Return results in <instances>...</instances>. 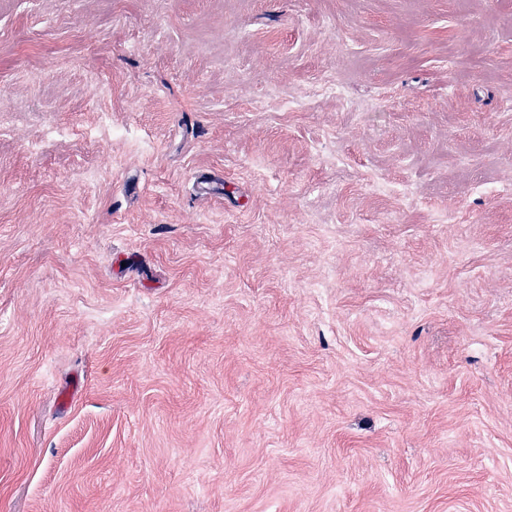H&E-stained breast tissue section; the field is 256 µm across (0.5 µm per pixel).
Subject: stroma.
<instances>
[{
    "instance_id": "35a3bbf8",
    "label": "stroma",
    "mask_w": 512,
    "mask_h": 512,
    "mask_svg": "<svg viewBox=\"0 0 512 512\" xmlns=\"http://www.w3.org/2000/svg\"><path fill=\"white\" fill-rule=\"evenodd\" d=\"M0 512H512V0H0Z\"/></svg>"
}]
</instances>
